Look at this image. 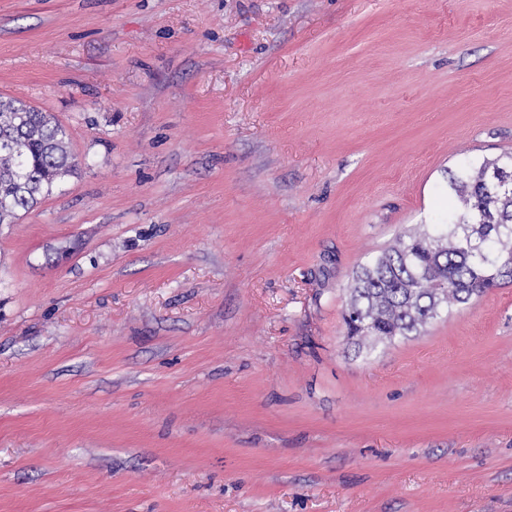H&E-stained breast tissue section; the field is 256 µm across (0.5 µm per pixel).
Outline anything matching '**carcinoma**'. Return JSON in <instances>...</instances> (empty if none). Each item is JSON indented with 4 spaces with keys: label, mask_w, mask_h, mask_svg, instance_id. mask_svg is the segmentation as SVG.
<instances>
[{
    "label": "carcinoma",
    "mask_w": 512,
    "mask_h": 512,
    "mask_svg": "<svg viewBox=\"0 0 512 512\" xmlns=\"http://www.w3.org/2000/svg\"><path fill=\"white\" fill-rule=\"evenodd\" d=\"M0 224H11L78 163L64 127L16 99L0 98ZM450 203L354 272L343 316L357 352L415 336L454 305L512 282V154L464 161L448 179Z\"/></svg>",
    "instance_id": "obj_1"
}]
</instances>
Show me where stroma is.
Here are the masks:
<instances>
[{"mask_svg": "<svg viewBox=\"0 0 512 512\" xmlns=\"http://www.w3.org/2000/svg\"><path fill=\"white\" fill-rule=\"evenodd\" d=\"M0 96L78 162L0 225V512H512V284L343 326L512 153V0H0Z\"/></svg>", "mask_w": 512, "mask_h": 512, "instance_id": "35a3bbf8", "label": "stroma"}]
</instances>
